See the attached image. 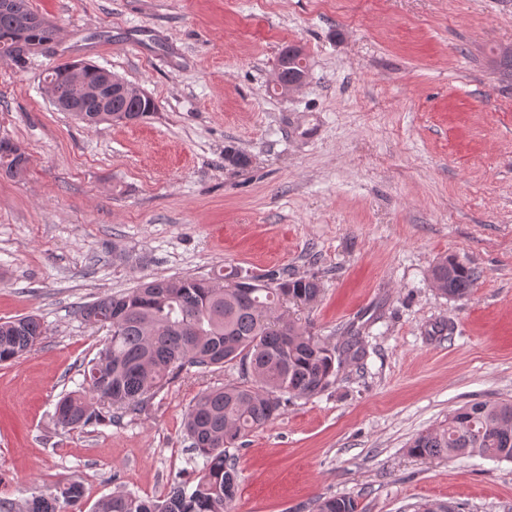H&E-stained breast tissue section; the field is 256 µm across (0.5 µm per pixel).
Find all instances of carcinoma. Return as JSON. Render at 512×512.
Listing matches in <instances>:
<instances>
[{"label":"carcinoma","mask_w":512,"mask_h":512,"mask_svg":"<svg viewBox=\"0 0 512 512\" xmlns=\"http://www.w3.org/2000/svg\"><path fill=\"white\" fill-rule=\"evenodd\" d=\"M56 30L35 13L30 0H10L0 10V59L20 66L31 47L51 43ZM281 72V82L294 83L309 73L301 49ZM73 63L62 62L45 72L54 95L69 96ZM146 101L112 99L109 112H83L89 123L126 119L141 121L155 111ZM29 158L21 145L0 138V173L16 178L27 170ZM439 291L452 298L467 297L477 272L456 258H444L431 270ZM220 286L206 278L154 279L116 296H106L78 308L87 324L106 326L110 336L97 357L83 369L81 389L57 403L58 425L75 429L102 420L93 403L103 402L118 413L134 410L159 390L169 375L186 367L205 371L235 366L239 383L227 384L200 396L185 416L191 450L203 458L192 486L176 483L167 497L144 499L116 492L98 501L92 512H231L238 492L236 459L229 449L274 419L292 398H311L324 391L340 361V351L320 342L307 328L275 315L285 302L314 303L320 284L314 278L271 276L263 283L237 271L225 274ZM45 333L39 319L23 316L0 322V363L18 359ZM410 452L419 457L480 456L512 462V400L467 403L448 413L443 424L418 435ZM83 487L67 481L39 493L26 512L80 510ZM315 512H358L355 499L321 498Z\"/></svg>","instance_id":"1"}]
</instances>
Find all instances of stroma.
Returning <instances> with one entry per match:
<instances>
[{
	"mask_svg": "<svg viewBox=\"0 0 512 512\" xmlns=\"http://www.w3.org/2000/svg\"><path fill=\"white\" fill-rule=\"evenodd\" d=\"M55 40L0 60V321L46 333L0 364V506L67 480L83 512L113 492L165 497L202 466L183 423L237 368L171 378L138 409L83 429L55 406L110 331L77 308L153 278L316 277L286 317L329 345L360 337L325 391L294 398L237 451L235 512H512V462L424 458L408 444L469 401L512 400V0H32ZM310 62L273 93L282 49ZM84 60L143 88L156 112L89 125L53 107L42 71ZM250 158L224 160L227 149ZM470 295L434 288L444 257ZM29 158L21 145L10 138H0V173L16 178L27 170ZM431 278L443 295L462 299L470 294L477 272L456 258L446 257L433 267ZM316 512H358L355 499L346 496L320 498L315 503Z\"/></svg>",
	"mask_w": 512,
	"mask_h": 512,
	"instance_id": "35a3bbf8",
	"label": "stroma"
}]
</instances>
